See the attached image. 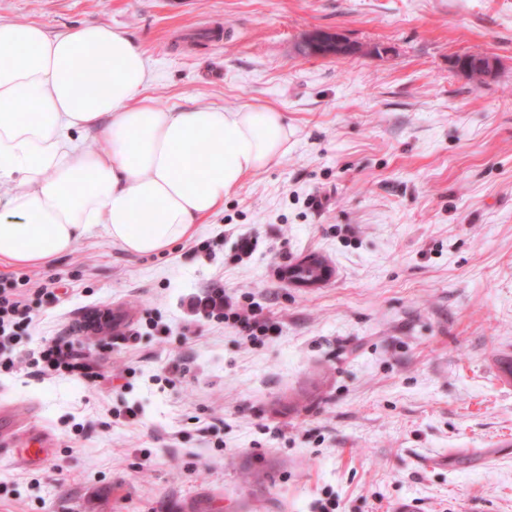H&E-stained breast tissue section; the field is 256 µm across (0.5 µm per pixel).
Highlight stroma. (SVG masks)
<instances>
[{
    "label": "stroma",
    "instance_id": "35a3bbf8",
    "mask_svg": "<svg viewBox=\"0 0 512 512\" xmlns=\"http://www.w3.org/2000/svg\"><path fill=\"white\" fill-rule=\"evenodd\" d=\"M0 21L123 30L157 108L268 105L290 131L165 253L0 258L29 281L16 352L65 339L89 364L0 373V416L53 448L0 443V512H512V0H0ZM318 29L355 53L299 55ZM312 252L332 276L306 287L288 270ZM212 288L264 335L196 321ZM96 309L117 327L90 338ZM472 60V58L460 59V61L457 63V68L459 70L469 71L470 63L472 62ZM474 63L481 70V75L477 70L474 69L470 70L469 72H466L472 80L476 82H483V79L490 78L495 75L497 70V62L493 58H482V60H479L477 58L475 59ZM51 439L40 431H33L25 438L22 456L29 464H42L49 459ZM36 447V448H35Z\"/></svg>",
    "mask_w": 512,
    "mask_h": 512
}]
</instances>
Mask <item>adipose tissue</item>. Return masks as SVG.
Instances as JSON below:
<instances>
[{
  "label": "adipose tissue",
  "instance_id": "obj_1",
  "mask_svg": "<svg viewBox=\"0 0 512 512\" xmlns=\"http://www.w3.org/2000/svg\"><path fill=\"white\" fill-rule=\"evenodd\" d=\"M96 69L105 81L87 83ZM148 82L124 32L52 36L38 22L0 21V257L44 264L95 233L133 256L162 253L287 153L276 109L163 110ZM90 135L108 152L88 150Z\"/></svg>",
  "mask_w": 512,
  "mask_h": 512
}]
</instances>
